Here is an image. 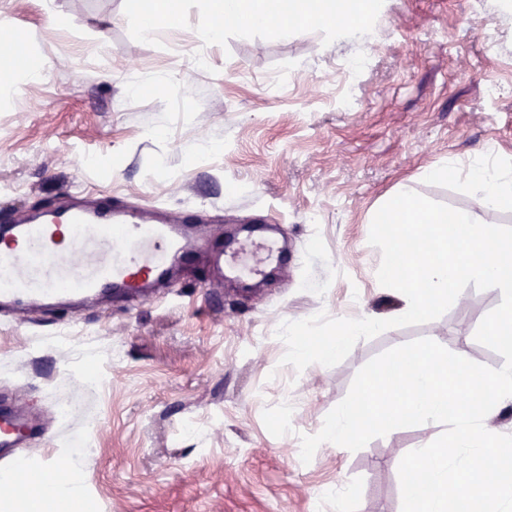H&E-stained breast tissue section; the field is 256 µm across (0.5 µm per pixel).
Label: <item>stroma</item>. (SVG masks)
Listing matches in <instances>:
<instances>
[{"mask_svg":"<svg viewBox=\"0 0 512 512\" xmlns=\"http://www.w3.org/2000/svg\"><path fill=\"white\" fill-rule=\"evenodd\" d=\"M179 10L176 27L146 35L129 0H0L27 55L51 62L29 82L25 57L0 61L16 78L0 91V224L88 202L151 206L204 224L216 244L241 224L277 225L288 259L249 292L200 262L146 299L0 311V406L38 425L4 466L79 467L93 512H401L394 460L443 425L355 452L324 443L307 464L300 437L321 430L370 359L414 339L500 368L475 339L499 291L467 286L466 307L360 340L332 367L281 365L276 331L322 311L401 315L368 242L392 195L512 226V207H481L466 179L485 153L512 165V11L383 0L365 49L315 23L288 39L229 23L211 42L212 0ZM359 56L363 70L345 75ZM444 162L456 179L426 178ZM89 374L99 387L81 385Z\"/></svg>","mask_w":512,"mask_h":512,"instance_id":"obj_1","label":"stroma"}]
</instances>
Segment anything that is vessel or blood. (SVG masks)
I'll list each match as a JSON object with an SVG mask.
<instances>
[{
  "mask_svg": "<svg viewBox=\"0 0 512 512\" xmlns=\"http://www.w3.org/2000/svg\"><path fill=\"white\" fill-rule=\"evenodd\" d=\"M252 239L212 251L216 264L245 280L237 258ZM185 227L151 224L139 212L77 206L43 222H19L0 233V308L27 301L50 304L61 296L87 298L113 289L140 295L163 282L174 264H190L205 248ZM28 421L0 416V447L28 433Z\"/></svg>",
  "mask_w": 512,
  "mask_h": 512,
  "instance_id": "b4317fda",
  "label": "vessel or blood"
}]
</instances>
